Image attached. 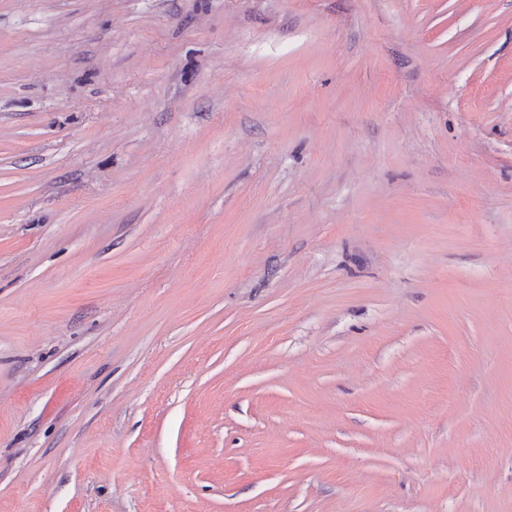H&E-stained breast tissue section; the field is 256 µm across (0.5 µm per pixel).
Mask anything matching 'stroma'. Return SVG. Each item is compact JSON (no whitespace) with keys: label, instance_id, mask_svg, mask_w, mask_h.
Returning <instances> with one entry per match:
<instances>
[{"label":"stroma","instance_id":"1","mask_svg":"<svg viewBox=\"0 0 512 512\" xmlns=\"http://www.w3.org/2000/svg\"><path fill=\"white\" fill-rule=\"evenodd\" d=\"M0 512H512V0H0Z\"/></svg>","mask_w":512,"mask_h":512}]
</instances>
